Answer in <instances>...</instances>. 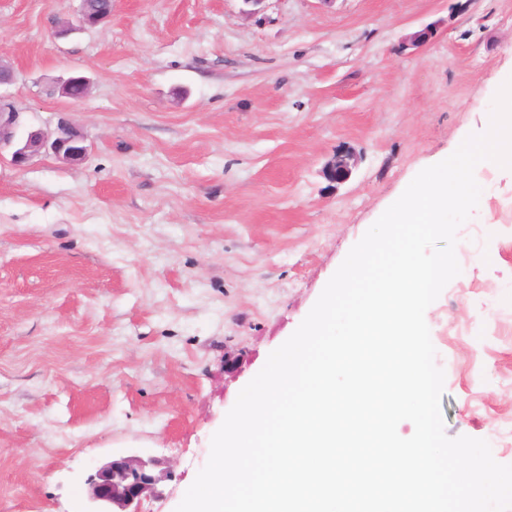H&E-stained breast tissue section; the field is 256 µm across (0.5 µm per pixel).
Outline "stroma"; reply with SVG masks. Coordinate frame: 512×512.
Wrapping results in <instances>:
<instances>
[{"label":"stroma","instance_id":"1","mask_svg":"<svg viewBox=\"0 0 512 512\" xmlns=\"http://www.w3.org/2000/svg\"><path fill=\"white\" fill-rule=\"evenodd\" d=\"M78 5L0 0L7 95L87 148L0 150V512H88L86 478L126 455L170 467L142 512H175L350 249L480 128L512 77V0H112L55 37ZM72 74L86 98L50 94ZM477 181L460 291L425 320L446 435L512 465V179ZM82 143L83 136L80 131L71 123L62 120L58 123L53 138L39 130L28 131L22 135L14 143L11 162L16 166H21L42 150L52 152L67 160H81L86 153V147ZM354 158L346 152H336L334 156L326 163L324 174L326 178L333 183L340 184L349 179L354 167Z\"/></svg>","mask_w":512,"mask_h":512}]
</instances>
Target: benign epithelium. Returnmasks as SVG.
<instances>
[{
    "label": "benign epithelium",
    "mask_w": 512,
    "mask_h": 512,
    "mask_svg": "<svg viewBox=\"0 0 512 512\" xmlns=\"http://www.w3.org/2000/svg\"><path fill=\"white\" fill-rule=\"evenodd\" d=\"M22 126V112L8 96L0 94V145H14L11 162L16 166L43 150L72 161L86 153L80 131L65 120L58 123L51 137L36 130L17 140ZM353 167V156L338 152L326 163L324 174L329 181L340 184L349 179ZM160 466L156 458L138 456L117 457L99 466L86 479L92 512H142L144 501L162 495L159 485L168 472L159 470Z\"/></svg>",
    "instance_id": "obj_1"
}]
</instances>
